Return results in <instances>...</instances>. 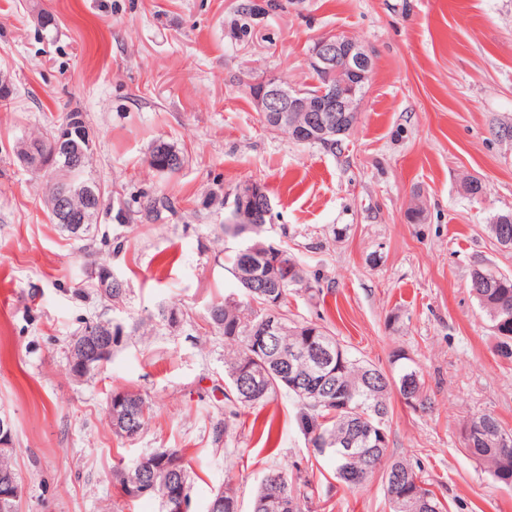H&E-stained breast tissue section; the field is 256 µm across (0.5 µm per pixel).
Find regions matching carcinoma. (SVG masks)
<instances>
[{
	"instance_id": "cac0c4a2",
	"label": "carcinoma",
	"mask_w": 512,
	"mask_h": 512,
	"mask_svg": "<svg viewBox=\"0 0 512 512\" xmlns=\"http://www.w3.org/2000/svg\"><path fill=\"white\" fill-rule=\"evenodd\" d=\"M499 223L490 225L498 244L512 242V212L498 215ZM224 234L243 240L245 248L261 243L264 237L249 224H222ZM258 280L266 288L240 285V294L226 297L213 304L210 317L224 336V373L228 391L224 392V428L240 415V408L263 406L286 393L297 403L296 422L315 453H324L336 462V478L349 487H362L376 474H381L384 493L391 512H444V504L422 480L420 470L410 462L395 460L383 468L386 443L378 431H387L390 419L389 382L406 374H416L418 383L409 406L423 405L424 382L413 361L403 353L392 356L391 370L357 359L323 325L313 321L296 323L288 319V295L273 288L272 270L257 266ZM470 290L480 308L487 314L496 339L497 354L512 360V276L494 274L481 268L473 270ZM278 301L277 316L281 330L271 344V354L257 351L250 337L257 335L264 319L271 316L270 302ZM326 349L330 357L320 367L307 364L295 368V374L283 375L284 357L300 347ZM123 397L139 406L138 424L145 428L150 415L148 400L133 390H116L112 398ZM475 432L466 440L468 454L486 465L493 478L506 486L512 485V451L503 454L497 438H512V429L491 413L469 420ZM129 468L115 472L123 494L132 502L151 499L159 502L162 512H170L165 502L170 484L189 489L187 463L181 450H157L156 463L144 492L129 490ZM284 506L267 508L269 489L260 483L253 500L252 512H310L308 482L299 483L281 473Z\"/></svg>"
}]
</instances>
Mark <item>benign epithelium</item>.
<instances>
[{
	"instance_id": "7a95c632",
	"label": "benign epithelium",
	"mask_w": 512,
	"mask_h": 512,
	"mask_svg": "<svg viewBox=\"0 0 512 512\" xmlns=\"http://www.w3.org/2000/svg\"><path fill=\"white\" fill-rule=\"evenodd\" d=\"M311 69L326 76L316 97L304 93L270 76L249 84V95L253 106L271 126L299 142L331 141L346 135L355 125L358 102L369 81L373 60L369 52L357 41L340 34H326L318 38L308 58ZM52 153H43L37 161L32 159L33 147L29 143L16 150L18 159L38 172H50L64 183L49 201L53 216L78 231L87 220V211L73 204L81 197L89 204L101 193V184L85 178L84 157L90 150V136L84 119L78 113L70 115L68 121L50 138ZM148 161L157 171H178L184 165L183 155L166 141L157 142L150 150ZM261 203L264 219L255 217L256 203ZM228 224H253L258 231L271 223L272 204L263 187L256 182H244L233 193V200L224 203ZM279 268L276 287L285 288L295 271L294 259L289 253L273 248L266 254ZM112 336L102 332L99 325L86 327L80 345L70 355L73 373L82 378L105 362L112 353ZM117 431L130 440L139 436L135 417L130 408L117 415ZM21 486L9 472H0V503L16 500Z\"/></svg>"
}]
</instances>
